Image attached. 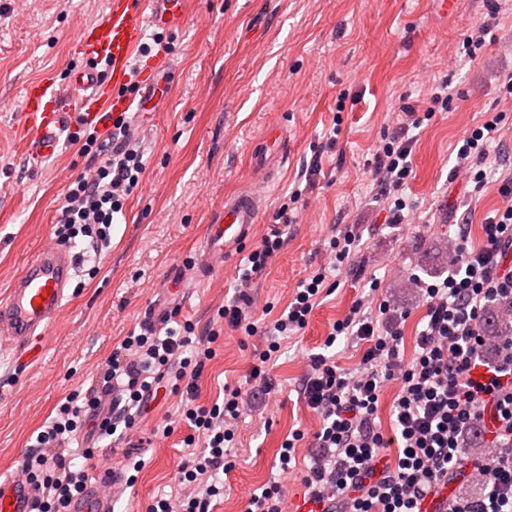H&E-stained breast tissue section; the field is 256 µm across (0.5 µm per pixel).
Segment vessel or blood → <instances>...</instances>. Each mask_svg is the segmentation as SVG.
Here are the masks:
<instances>
[{
  "label": "vessel or blood",
  "mask_w": 512,
  "mask_h": 512,
  "mask_svg": "<svg viewBox=\"0 0 512 512\" xmlns=\"http://www.w3.org/2000/svg\"><path fill=\"white\" fill-rule=\"evenodd\" d=\"M186 14V0H110L109 8L93 26L81 30L76 45L84 63L70 71L66 84L42 77L24 89L21 135L30 161L39 163L59 151V136L78 125L102 123L105 116L144 113L162 100L164 90L152 84L149 92L133 100L119 93L126 83L125 68L139 49L146 26L170 29ZM107 71H98V61ZM285 140L269 132L254 158L265 169L281 161ZM263 197L243 188L224 199V212L208 225L206 252L229 257L250 238L263 208ZM75 256L70 247H44L12 281L6 300L0 301V350L17 363L38 364L50 341L48 329L71 292ZM35 500L32 484L19 475L0 477V512H31ZM69 512H112V497L94 485L75 498Z\"/></svg>",
  "instance_id": "1"
}]
</instances>
